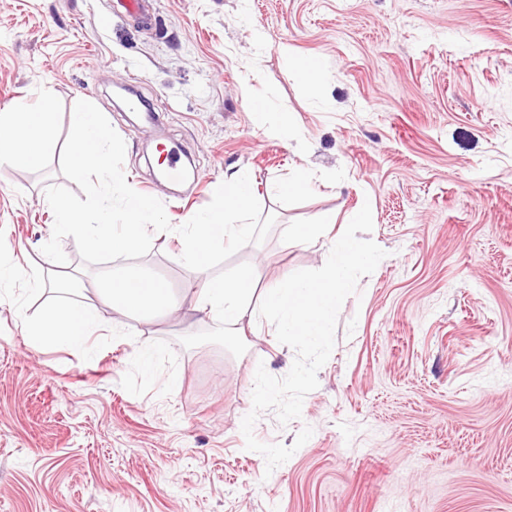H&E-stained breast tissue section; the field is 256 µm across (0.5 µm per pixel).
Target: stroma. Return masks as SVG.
I'll list each match as a JSON object with an SVG mask.
<instances>
[{"mask_svg":"<svg viewBox=\"0 0 512 512\" xmlns=\"http://www.w3.org/2000/svg\"><path fill=\"white\" fill-rule=\"evenodd\" d=\"M0 0V111L56 103L39 167L0 164V512H512V0ZM262 32L263 45L253 35ZM320 60L319 88L296 63ZM265 99L291 127L257 126ZM126 144L124 173L173 226L139 259L85 265L64 238L61 274L87 289L108 271L183 295L201 272L175 226L248 172L266 239L230 259L254 300L284 274L324 265L326 238L293 231L370 204L386 256L343 302L335 346L299 419L274 411L264 443L311 438L267 471L241 432L257 366L284 377L295 352L244 316L214 334L203 313L158 321L97 299L85 347L32 350L19 311L43 305L32 273L66 185L77 101ZM185 150L192 175L159 182L149 148ZM308 191L281 193L298 172ZM149 348L144 376L138 348Z\"/></svg>","mask_w":512,"mask_h":512,"instance_id":"stroma-1","label":"stroma"}]
</instances>
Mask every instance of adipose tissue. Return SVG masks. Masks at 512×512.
Instances as JSON below:
<instances>
[{
  "label": "adipose tissue",
  "instance_id": "adipose-tissue-1",
  "mask_svg": "<svg viewBox=\"0 0 512 512\" xmlns=\"http://www.w3.org/2000/svg\"><path fill=\"white\" fill-rule=\"evenodd\" d=\"M53 100L43 95L36 109H17L0 114V161L34 164L52 137ZM193 311L210 313L221 327L237 326L249 304L253 288L243 272L192 283L187 287ZM104 296L129 312L147 309L155 315H173L183 309L168 288L157 280L134 275H115ZM98 316L93 305L62 298L48 300L40 315L23 321L32 348L85 345Z\"/></svg>",
  "mask_w": 512,
  "mask_h": 512
}]
</instances>
